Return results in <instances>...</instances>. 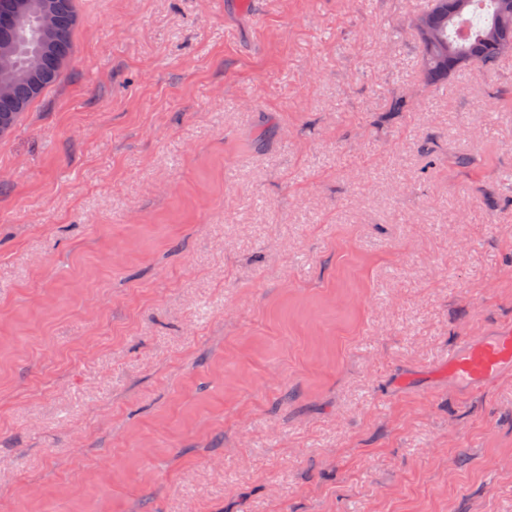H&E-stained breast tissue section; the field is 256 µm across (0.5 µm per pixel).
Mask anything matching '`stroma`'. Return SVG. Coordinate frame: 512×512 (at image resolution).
Wrapping results in <instances>:
<instances>
[{"mask_svg": "<svg viewBox=\"0 0 512 512\" xmlns=\"http://www.w3.org/2000/svg\"><path fill=\"white\" fill-rule=\"evenodd\" d=\"M431 0H78L0 138V512H512V56ZM58 1H60L58 10L50 21V26L58 32V37L53 48L44 55L45 84L44 71L38 56L30 59L26 74L34 93L38 94L44 84L42 92L36 96L32 95L29 84L20 77L14 86L11 99L0 100V122L2 118L15 117L11 132L31 105L59 82L73 60L72 34L78 23L76 0ZM462 0H435L434 7L427 12L434 14L440 27V37L447 44L472 55H457L453 58L456 66H493L501 57L491 49L492 40L487 39L490 29L499 19L500 0H465L467 5L456 13L457 3ZM481 61V65L477 66ZM414 31L424 47L434 52H440L445 57H448V47L438 39L436 28L430 14H421L416 18ZM424 47H421V62L423 77L427 83L431 85H441L448 81L452 75L462 70L455 68L448 74V71L452 67L451 60L428 53ZM445 369L448 377L472 392L486 390L512 370V324L499 326L490 336L451 348Z\"/></svg>", "mask_w": 512, "mask_h": 512, "instance_id": "1", "label": "stroma"}]
</instances>
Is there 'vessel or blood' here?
Here are the masks:
<instances>
[{
  "label": "vessel or blood",
  "instance_id": "vessel-or-blood-1",
  "mask_svg": "<svg viewBox=\"0 0 512 512\" xmlns=\"http://www.w3.org/2000/svg\"><path fill=\"white\" fill-rule=\"evenodd\" d=\"M445 367L450 378L469 390H486L512 370V324L499 326L491 335L451 348Z\"/></svg>",
  "mask_w": 512,
  "mask_h": 512
}]
</instances>
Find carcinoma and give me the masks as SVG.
I'll return each instance as SVG.
<instances>
[{
    "mask_svg": "<svg viewBox=\"0 0 512 512\" xmlns=\"http://www.w3.org/2000/svg\"><path fill=\"white\" fill-rule=\"evenodd\" d=\"M458 0H435L430 12L440 27V37L447 44L481 57V67L493 66L499 56L491 49L492 41L487 39L490 29L499 19V0H467L462 11H457ZM78 23L76 0H60L57 12L50 26L58 32L53 48L44 55L45 84L47 91L55 86L71 64L74 56L72 34ZM422 73L425 81L431 85H441L450 75L459 72L452 68L451 60L435 56L421 49ZM39 99L32 95L29 84L19 78L14 86L10 100H0V119L15 117L20 121L31 105Z\"/></svg>",
    "mask_w": 512,
    "mask_h": 512,
    "instance_id": "cac0c4a2",
    "label": "carcinoma"
}]
</instances>
